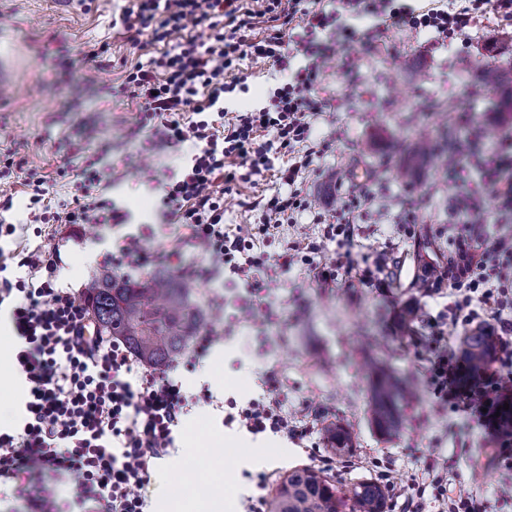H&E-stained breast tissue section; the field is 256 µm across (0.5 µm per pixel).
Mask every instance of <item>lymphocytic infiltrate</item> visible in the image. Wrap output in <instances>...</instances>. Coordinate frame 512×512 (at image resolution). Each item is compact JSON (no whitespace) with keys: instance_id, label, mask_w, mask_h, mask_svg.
Wrapping results in <instances>:
<instances>
[{"instance_id":"lymphocytic-infiltrate-1","label":"lymphocytic infiltrate","mask_w":512,"mask_h":512,"mask_svg":"<svg viewBox=\"0 0 512 512\" xmlns=\"http://www.w3.org/2000/svg\"><path fill=\"white\" fill-rule=\"evenodd\" d=\"M133 0L121 17L131 42L148 37L159 55L127 70L121 93L145 101L138 127L155 123L156 135L169 143H192L196 151L179 177L172 179L162 200L168 216L187 225L193 246L208 256V266L190 271L198 279L227 270L253 295L264 284L258 278L268 264L254 252L257 239H269L295 212L304 209L300 189L310 171L315 146L312 120L324 105L314 95L322 67L329 61L348 66L338 53L356 33L338 24L322 8L305 0ZM389 0H348L355 13L368 12L389 26L432 28L440 35H464L475 22L484 0L458 10L389 8ZM208 25L212 41L189 35V27ZM307 34L298 43L306 59L291 81L275 88L266 106L248 112L221 107L235 82L225 73L237 70L247 57L263 59L279 70L289 64L288 37L297 26ZM335 27L336 36L319 39V30ZM181 41H174V34ZM246 164L250 173H273L287 185L258 199H240V207L259 215L253 239L224 225V184L237 178L232 167ZM507 165L502 155L485 158L478 186L465 189L464 207L475 206L483 191L512 201V183L501 179ZM58 176L72 179L69 207L53 206L47 195L48 177L38 170L24 180L28 218L33 224H121L126 216L106 197L117 174L92 165ZM467 225L452 224L457 245L448 257L446 278L451 286L448 329L486 328L497 336L490 365L477 368L463 356L439 354L432 365L434 395L439 406L463 413L461 431L480 427L495 446L497 463L512 469V408H505L500 378L512 372V239L494 246H472ZM26 276L7 277V260H0V303L12 300L14 330L20 341L15 355L25 376V414L21 427L0 429V485L50 475L29 498V512H60L57 480L75 483L78 512H147L142 488L151 465L174 445L173 432L194 398L168 374L146 367L113 337L87 331L90 315L71 289L60 287L57 250L42 246L16 253ZM265 394L246 406L229 402L225 423H242L254 434L270 431L298 436L299 430L282 409L280 381L265 376ZM436 486L448 512H486L464 488L449 492L440 477L396 488L405 504Z\"/></svg>"}]
</instances>
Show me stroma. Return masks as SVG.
<instances>
[{"label":"stroma","instance_id":"stroma-1","mask_svg":"<svg viewBox=\"0 0 512 512\" xmlns=\"http://www.w3.org/2000/svg\"><path fill=\"white\" fill-rule=\"evenodd\" d=\"M131 0H0V73L10 82L0 92V153L14 162L13 181L1 187L13 197L8 222L28 220V197L22 183L29 170L51 175L54 205L70 203L68 180L57 178L65 166L78 169L87 156L101 169L122 171L107 192L114 207L126 212L122 224H51L42 236L21 230L0 239V249H57L58 281L74 293L108 266V256L128 236L141 237L151 252L166 255L170 273L205 264L182 224L162 215L161 200L172 173L185 164L188 146L161 142L153 127L131 138L145 103L113 98L111 90L136 62L157 55L147 41L128 42L118 19ZM353 23L364 42L351 50L352 73L328 63L315 86L326 106L313 125L318 148L304 184L308 201L292 223L282 226L265 250L277 256L290 242L319 237L345 208L356 210L353 257L359 279L347 277L337 262L335 243L316 255L317 264L332 270L322 282L310 268H272L259 299L246 289L216 277L198 281L192 302L204 314L206 329L223 332L201 359L184 353L168 373L198 401L175 432V446L149 470L143 492L149 512L173 489L197 504L209 491L223 487L233 512H246L261 487H273L288 469L312 465L342 484L367 477L403 486L426 468L441 473L449 487L465 486L487 512H512L502 487L512 473L489 463L491 445L479 431L450 432L456 415L435 406L431 362L444 348L460 349L459 337L448 333V294L427 297L417 288L423 267L417 242L439 235L442 226L470 224L475 242L491 243L505 205L485 192L476 209L460 205V190L433 160L416 164L411 178L400 171L407 156L401 148L418 139H435L442 127L468 120L473 133L492 128L493 140L481 141L477 158L488 157L502 143H512V86L482 88L473 82L480 67L512 68V23H502L494 10L479 13L466 35L443 37L424 27H383L378 18L362 16ZM96 52L88 60V52ZM241 88L227 94L230 110L244 112L267 104L272 89L287 73L269 62L244 59ZM441 101L436 112L423 111L426 100ZM111 144V154L101 152ZM280 187L271 174L227 184L224 221L249 229L258 217L238 206L246 196L271 195ZM376 278L387 280L381 293ZM273 308L277 317L261 321L259 312ZM381 340L374 357L400 376L411 377L417 396L403 410L399 430L380 434L366 414L370 379L364 370L360 334ZM276 371L281 397L299 437L265 432L251 434L240 424L224 422L228 400L245 405L263 393L264 372ZM213 402L200 400L201 392ZM330 421L348 425L357 451L339 464L325 448L322 427ZM202 444L188 447V434ZM224 456V468L209 466L210 454Z\"/></svg>","mask_w":512,"mask_h":512}]
</instances>
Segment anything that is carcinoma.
<instances>
[{"label": "carcinoma", "mask_w": 512, "mask_h": 512, "mask_svg": "<svg viewBox=\"0 0 512 512\" xmlns=\"http://www.w3.org/2000/svg\"><path fill=\"white\" fill-rule=\"evenodd\" d=\"M478 81L497 87L512 79L502 70L484 69ZM467 143L454 133L444 136L440 148L451 160ZM418 257L424 268V283L438 275L447 259L434 239ZM191 294L189 281L161 270L139 280L103 273L86 289L88 308L98 330L121 338L130 352L157 371L165 370L198 335L201 316L190 303ZM494 343V337L483 330L466 337L474 365L481 367L488 362ZM371 374L367 415L379 432L389 434L399 426L401 408L413 393L412 383L376 364L371 366ZM323 434L332 454L339 458L352 455L355 440L347 427L328 423ZM270 512H389V489L373 478H362L345 487L321 469L295 467L276 484L270 495Z\"/></svg>", "instance_id": "1"}]
</instances>
